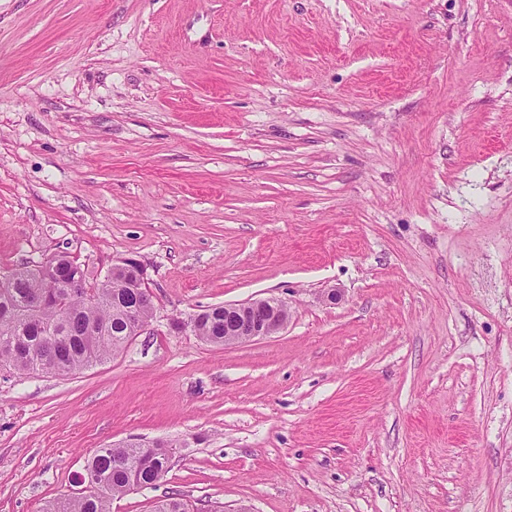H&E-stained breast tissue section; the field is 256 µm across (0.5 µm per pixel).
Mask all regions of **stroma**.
Wrapping results in <instances>:
<instances>
[{
  "instance_id": "stroma-1",
  "label": "stroma",
  "mask_w": 512,
  "mask_h": 512,
  "mask_svg": "<svg viewBox=\"0 0 512 512\" xmlns=\"http://www.w3.org/2000/svg\"><path fill=\"white\" fill-rule=\"evenodd\" d=\"M62 252L154 313L0 369V512L157 440L112 512H512V0H0V271ZM286 305L275 298L257 299L241 304H224L212 314H204L192 328L201 340L224 345V336L234 343L267 337L282 329L288 320Z\"/></svg>"
}]
</instances>
